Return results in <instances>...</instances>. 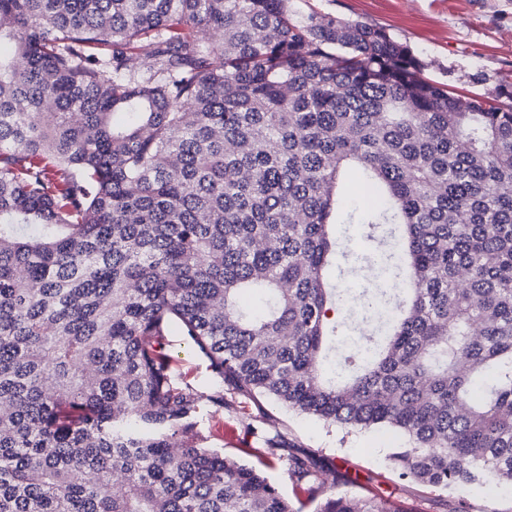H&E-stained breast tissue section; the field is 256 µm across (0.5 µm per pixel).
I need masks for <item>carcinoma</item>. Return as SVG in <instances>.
<instances>
[{
	"label": "carcinoma",
	"mask_w": 512,
	"mask_h": 512,
	"mask_svg": "<svg viewBox=\"0 0 512 512\" xmlns=\"http://www.w3.org/2000/svg\"><path fill=\"white\" fill-rule=\"evenodd\" d=\"M423 70L294 0H0V512H302L192 433L173 321L215 407L391 427L403 480L512 486V103ZM338 251L401 292L349 295ZM164 352L172 359V371L175 377L183 376L191 382L202 395L213 391L214 376L204 356L191 348L186 336L172 323L162 340Z\"/></svg>",
	"instance_id": "carcinoma-1"
}]
</instances>
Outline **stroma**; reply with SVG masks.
<instances>
[{
  "label": "stroma",
  "instance_id": "obj_1",
  "mask_svg": "<svg viewBox=\"0 0 512 512\" xmlns=\"http://www.w3.org/2000/svg\"><path fill=\"white\" fill-rule=\"evenodd\" d=\"M308 2L318 12L383 27L424 62L426 77L450 91L490 102L512 93V0ZM162 343L174 375L186 378L201 394H211L209 364L177 325H170ZM196 429L204 446L252 465L266 438L280 435L289 454L316 455L343 474L337 489L357 497L380 494L402 512H512V492L492 497L475 489L453 502L447 493L400 480L387 457L393 449L406 447L407 439L389 428L330 425L272 401L257 405L228 392L221 411L203 406Z\"/></svg>",
  "mask_w": 512,
  "mask_h": 512
}]
</instances>
